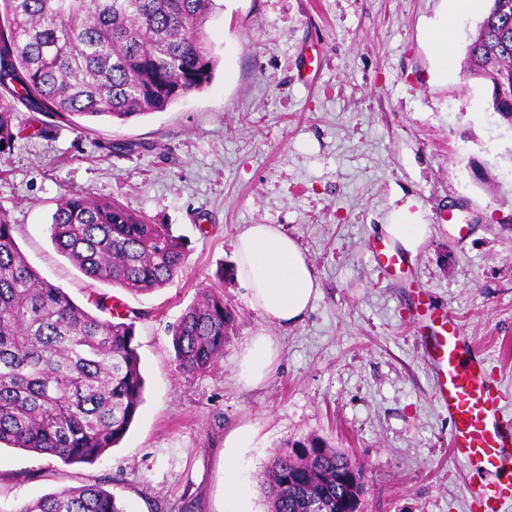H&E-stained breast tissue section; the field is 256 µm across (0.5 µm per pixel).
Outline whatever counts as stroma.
I'll return each mask as SVG.
<instances>
[{
	"mask_svg": "<svg viewBox=\"0 0 512 512\" xmlns=\"http://www.w3.org/2000/svg\"><path fill=\"white\" fill-rule=\"evenodd\" d=\"M221 2L206 27L211 83L164 111L85 133L16 107L0 210L28 262L76 303L96 292L132 312L145 391L94 463L1 446L0 512L63 483L101 486L125 512H222L224 435L245 423L256 434L241 475L257 512L268 510L257 474L284 441L312 436L364 462L361 512H469L478 478L450 455L406 291L429 289L512 395V128L483 81L459 69L433 79L425 35L440 0ZM72 193L171 225L186 244L174 281L132 295L80 273L47 231ZM410 199L431 235L382 273L367 246ZM457 223L469 238L452 241ZM248 224L280 225L321 281L294 326L268 324L228 275ZM205 289L235 308L233 335L217 369L186 375L168 327ZM261 331L279 357L252 387L238 364Z\"/></svg>",
	"mask_w": 512,
	"mask_h": 512,
	"instance_id": "obj_1",
	"label": "stroma"
}]
</instances>
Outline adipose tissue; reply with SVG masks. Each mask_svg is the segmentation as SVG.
<instances>
[{
	"label": "adipose tissue",
	"instance_id": "ef3b65f1",
	"mask_svg": "<svg viewBox=\"0 0 512 512\" xmlns=\"http://www.w3.org/2000/svg\"><path fill=\"white\" fill-rule=\"evenodd\" d=\"M481 0H449L427 33L435 60L433 76L446 80L453 64L449 35L456 18L479 9ZM384 238L416 253L430 234L423 210L404 203L394 208L381 226ZM235 276L244 286L251 306L270 323L281 327L301 321L321 292L320 280L300 243L276 224H248L237 235L234 245ZM278 357L273 337L254 336L242 353L239 372L248 384H261ZM255 429L242 424L224 437V512H254L250 495L242 485L240 451L248 447Z\"/></svg>",
	"mask_w": 512,
	"mask_h": 512
}]
</instances>
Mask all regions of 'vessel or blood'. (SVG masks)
I'll use <instances>...</instances> for the list:
<instances>
[{
	"label": "vessel or blood",
	"mask_w": 512,
	"mask_h": 512,
	"mask_svg": "<svg viewBox=\"0 0 512 512\" xmlns=\"http://www.w3.org/2000/svg\"><path fill=\"white\" fill-rule=\"evenodd\" d=\"M376 267L400 269L402 254L384 243L367 247ZM409 317L433 381L438 406L448 415V448L467 470L484 474L471 495L472 512H504L512 504V415L503 387L476 354L458 319L415 289Z\"/></svg>",
	"instance_id": "b4317fda"
}]
</instances>
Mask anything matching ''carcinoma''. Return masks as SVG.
I'll return each instance as SVG.
<instances>
[{
    "label": "carcinoma",
    "mask_w": 512,
    "mask_h": 512,
    "mask_svg": "<svg viewBox=\"0 0 512 512\" xmlns=\"http://www.w3.org/2000/svg\"><path fill=\"white\" fill-rule=\"evenodd\" d=\"M216 0H0V150L14 140L16 103L78 129L125 123L204 90L217 58L205 25ZM463 73L491 87L512 125V0H492L467 46ZM0 212V445L91 463L119 443L143 402L131 317L102 318L45 280ZM56 249L95 282L150 294L181 272L170 225L114 200L67 196L49 224ZM236 320L204 290L168 333L182 374L224 358ZM364 466L317 437L284 442L258 475L269 512H361ZM14 512H124L95 486H66Z\"/></svg>",
    "instance_id": "cac0c4a2"
}]
</instances>
